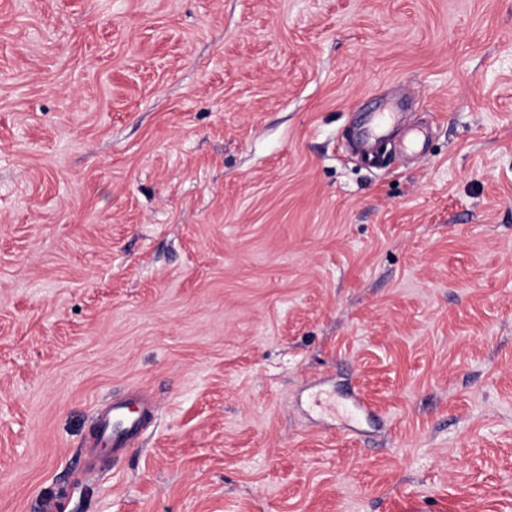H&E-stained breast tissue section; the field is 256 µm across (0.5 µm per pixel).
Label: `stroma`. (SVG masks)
Here are the masks:
<instances>
[{
    "label": "stroma",
    "instance_id": "35a3bbf8",
    "mask_svg": "<svg viewBox=\"0 0 512 512\" xmlns=\"http://www.w3.org/2000/svg\"><path fill=\"white\" fill-rule=\"evenodd\" d=\"M0 512H512V0H0ZM397 108L395 104L386 106L385 112L378 113L371 130L367 134H358L355 147L366 165L377 167L381 164L380 157L374 151V143L387 136L389 126L397 114ZM152 408L151 401L136 391L113 401L111 409L100 419L101 434L96 440L112 444L113 451L127 448L152 415Z\"/></svg>",
    "mask_w": 512,
    "mask_h": 512
}]
</instances>
